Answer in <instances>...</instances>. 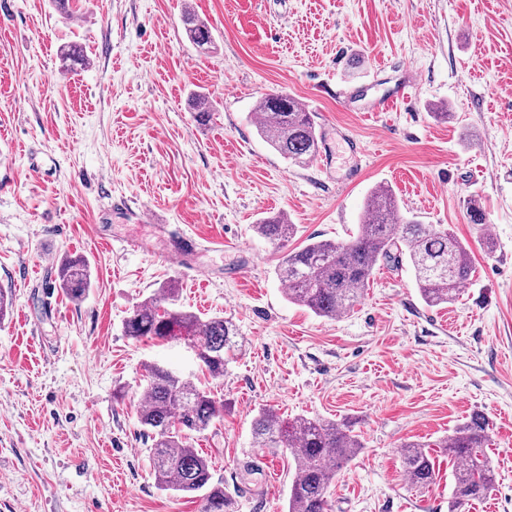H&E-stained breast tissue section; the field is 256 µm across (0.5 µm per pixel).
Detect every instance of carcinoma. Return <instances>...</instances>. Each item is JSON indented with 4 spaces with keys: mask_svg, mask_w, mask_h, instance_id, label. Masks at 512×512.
Returning <instances> with one entry per match:
<instances>
[{
    "mask_svg": "<svg viewBox=\"0 0 512 512\" xmlns=\"http://www.w3.org/2000/svg\"><path fill=\"white\" fill-rule=\"evenodd\" d=\"M180 21L199 51L206 53L212 48L210 28L195 12L184 11ZM256 110L260 114L258 133L284 159L295 164L314 159L318 147L315 123L295 97L267 94L257 101ZM254 230L281 250L293 236L295 225L288 223L286 215L277 214L262 219ZM405 259L429 306L454 301L473 272L469 247L453 232L404 215L393 191L378 185L366 201L362 224L353 239L310 242L285 253L279 259L278 276L287 285L290 302L318 317L335 319L359 303L379 261L400 264ZM58 279L65 294L80 301L91 287L90 267L82 257H67L58 267ZM123 330L134 339L190 341L213 379L224 377L239 344L230 320L220 315L204 320L183 309L178 288L170 283L133 308ZM138 405V421L152 441L157 487L183 495L201 492L202 512H227L224 483L213 482L207 458L192 445L194 435L224 417V402L191 379L153 363L147 366ZM253 438L260 448H284L290 454L296 477L288 493V512H330L329 487L340 467L363 448L359 435L347 424L319 417L285 421L270 410L255 417ZM487 442L488 421L474 413L433 445L444 449L452 466L449 512L485 498L493 489L495 475L484 452ZM433 446L419 442L402 445L401 466L410 485L426 488L435 482Z\"/></svg>",
    "mask_w": 512,
    "mask_h": 512,
    "instance_id": "obj_1",
    "label": "carcinoma"
}]
</instances>
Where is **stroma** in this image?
Returning <instances> with one entry per match:
<instances>
[{
  "label": "stroma",
  "instance_id": "1",
  "mask_svg": "<svg viewBox=\"0 0 512 512\" xmlns=\"http://www.w3.org/2000/svg\"><path fill=\"white\" fill-rule=\"evenodd\" d=\"M187 6L212 31L209 53L182 30ZM71 41L86 61L65 73ZM281 91L313 115L310 163L257 133L258 98ZM198 92L204 122L188 106ZM378 185L468 244L471 281L430 307L409 264L381 262L340 318L289 302L254 224L285 213L292 249L343 241ZM473 196L485 223L467 217ZM178 230L198 240L180 262L168 258ZM131 236L140 248L123 247ZM76 255L92 278L79 303L56 282ZM167 283L242 337L223 378L184 342L125 336L124 319ZM0 288L13 300L0 321V512H202L201 497L155 485L136 413L151 363L224 401L194 446L231 512H286L294 466L256 447L264 409L360 435L332 512H448L447 455L435 483L413 489L399 447L482 413L496 482L464 512H512V0H80L70 18L53 0H0Z\"/></svg>",
  "mask_w": 512,
  "mask_h": 512
}]
</instances>
